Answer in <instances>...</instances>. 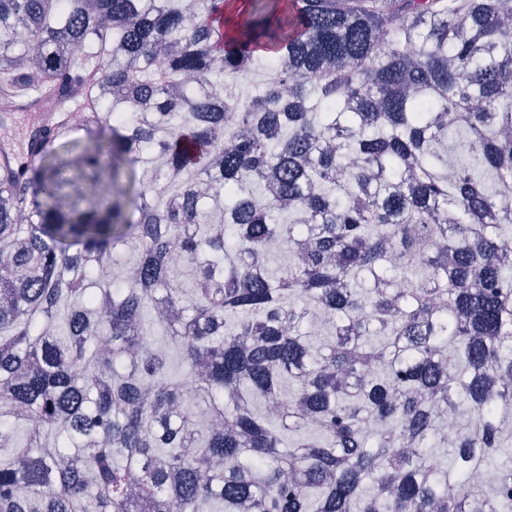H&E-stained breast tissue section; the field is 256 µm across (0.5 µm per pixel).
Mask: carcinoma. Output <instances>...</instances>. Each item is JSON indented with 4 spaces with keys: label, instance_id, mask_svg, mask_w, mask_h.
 Masks as SVG:
<instances>
[{
    "label": "carcinoma",
    "instance_id": "cac0c4a2",
    "mask_svg": "<svg viewBox=\"0 0 512 512\" xmlns=\"http://www.w3.org/2000/svg\"><path fill=\"white\" fill-rule=\"evenodd\" d=\"M228 2L0 0V125L60 113L0 165V512H512V9ZM148 336H150L155 345L168 351L172 371L176 374L182 373L185 367L180 359L177 349L169 343L165 332L161 329H157V326L154 325L149 327ZM474 422V415L468 410H457L446 414L441 420L438 432L444 442L449 445L459 438V436L469 429Z\"/></svg>",
    "mask_w": 512,
    "mask_h": 512
}]
</instances>
